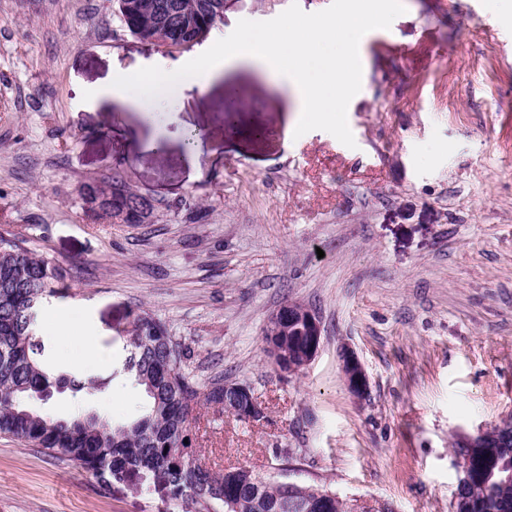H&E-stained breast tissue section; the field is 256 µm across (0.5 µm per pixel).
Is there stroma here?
<instances>
[{
	"instance_id": "35a3bbf8",
	"label": "stroma",
	"mask_w": 512,
	"mask_h": 512,
	"mask_svg": "<svg viewBox=\"0 0 512 512\" xmlns=\"http://www.w3.org/2000/svg\"><path fill=\"white\" fill-rule=\"evenodd\" d=\"M382 2L225 0L215 29ZM360 53L363 88L335 136L247 63L179 113L149 115L85 94L113 60L133 68L185 49L130 36L113 0H0V234L22 233L70 267L56 304L90 348L43 321L35 340L47 361L99 382L51 411L140 413L145 396L121 367L142 311L187 349L191 376L250 385L267 413L249 423L201 409L190 436L207 465L241 463L393 512H451L453 436L512 414V11L404 0ZM116 170L154 199L151 223L86 220L80 187ZM289 302L322 325L317 356L292 377L262 335ZM344 347L368 374L359 399ZM0 512L181 508L150 480L107 485L0 437ZM341 371L349 391L357 397L368 390L369 380L364 365L357 354L348 347L341 350Z\"/></svg>"
}]
</instances>
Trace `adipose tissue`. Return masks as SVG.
Returning <instances> with one entry per match:
<instances>
[{"label":"adipose tissue","mask_w":512,"mask_h":512,"mask_svg":"<svg viewBox=\"0 0 512 512\" xmlns=\"http://www.w3.org/2000/svg\"><path fill=\"white\" fill-rule=\"evenodd\" d=\"M379 26L378 11L361 9L341 18L323 15L313 21L289 12L267 29L238 17L190 57L155 56L133 72L113 62L102 94L137 109H167L172 102L201 93L225 69L251 62L293 94L301 115L325 120L340 111L349 92L358 89L362 65L358 46Z\"/></svg>","instance_id":"ef3b65f1"}]
</instances>
